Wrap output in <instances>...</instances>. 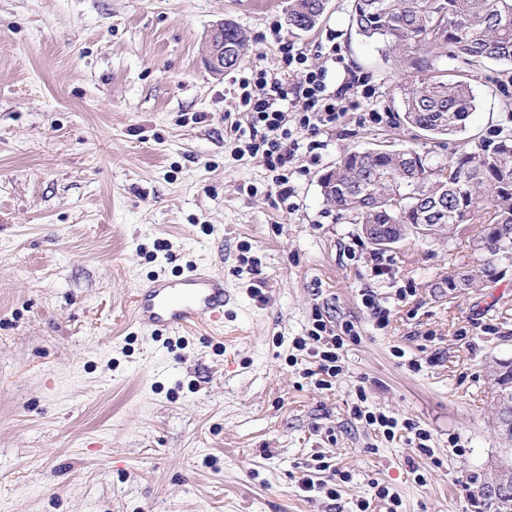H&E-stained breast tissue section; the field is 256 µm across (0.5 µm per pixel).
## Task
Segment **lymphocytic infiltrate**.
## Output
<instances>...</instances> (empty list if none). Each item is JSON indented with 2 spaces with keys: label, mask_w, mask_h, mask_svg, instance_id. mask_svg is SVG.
<instances>
[{
  "label": "lymphocytic infiltrate",
  "mask_w": 512,
  "mask_h": 512,
  "mask_svg": "<svg viewBox=\"0 0 512 512\" xmlns=\"http://www.w3.org/2000/svg\"><path fill=\"white\" fill-rule=\"evenodd\" d=\"M319 65H311L307 54L292 45L281 48L276 71L253 70L251 77L240 83V104L248 115V154H262L280 200L294 193L288 171L300 145L302 135H309L308 150L318 147L316 136L321 130L340 126L347 112L356 109L357 101L375 95L368 76L352 75L350 80L332 86L329 74L344 58L336 45L325 46ZM313 356L320 372L338 376L339 352L344 345L340 334L316 319L309 334Z\"/></svg>",
  "instance_id": "lymphocytic-infiltrate-1"
}]
</instances>
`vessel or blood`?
Returning <instances> with one entry per match:
<instances>
[{"instance_id":"obj_1","label":"vessel or blood","mask_w":512,"mask_h":512,"mask_svg":"<svg viewBox=\"0 0 512 512\" xmlns=\"http://www.w3.org/2000/svg\"><path fill=\"white\" fill-rule=\"evenodd\" d=\"M228 294L223 275L190 265L177 275L152 278L132 299L134 320L153 330L224 329Z\"/></svg>"}]
</instances>
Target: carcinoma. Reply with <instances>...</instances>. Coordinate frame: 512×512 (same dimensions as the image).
<instances>
[{"instance_id":"obj_1","label":"carcinoma","mask_w":512,"mask_h":512,"mask_svg":"<svg viewBox=\"0 0 512 512\" xmlns=\"http://www.w3.org/2000/svg\"><path fill=\"white\" fill-rule=\"evenodd\" d=\"M325 8L326 0H289L288 26L309 30ZM350 22L402 68V120L432 137L463 131L476 109L466 69L486 60L512 65V0H352ZM224 47L231 69L249 51L232 21L224 23ZM321 194L361 225L426 224V240L453 242L468 225L478 286L504 274L499 262L512 261V135L445 159L415 147L351 150L323 175ZM499 367L495 387L512 405V361Z\"/></svg>"}]
</instances>
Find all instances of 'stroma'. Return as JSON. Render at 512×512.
Masks as SVG:
<instances>
[{"mask_svg": "<svg viewBox=\"0 0 512 512\" xmlns=\"http://www.w3.org/2000/svg\"><path fill=\"white\" fill-rule=\"evenodd\" d=\"M288 0H0V512H359L387 487L399 512H475L470 474L502 452L490 370L512 360V265L454 296L465 240L375 247L323 201L320 178L353 148L419 147L398 73L328 0L290 29ZM229 19L250 39L242 67L212 72L202 44ZM334 35L374 98L298 150L292 205L262 156L240 155L246 68L282 44L318 64ZM474 68L465 130L446 157L512 133L511 77ZM380 123L360 124V112ZM170 243L174 260L155 248ZM223 274L229 337L134 324L132 296L188 263ZM390 311L379 327L364 290ZM351 325L331 386L296 350L315 317ZM370 410L430 434L388 441ZM311 475L319 490L302 491ZM337 497H329L328 489ZM358 401L362 404L367 400L364 390H359L357 395ZM356 403L352 410L357 417L364 418L368 425L373 426L374 430L382 432L386 438L393 439L395 437V429L398 427L396 418L385 414L384 412H374L365 410V406ZM364 409V410H363Z\"/></svg>", "mask_w": 512, "mask_h": 512, "instance_id": "1", "label": "stroma"}]
</instances>
